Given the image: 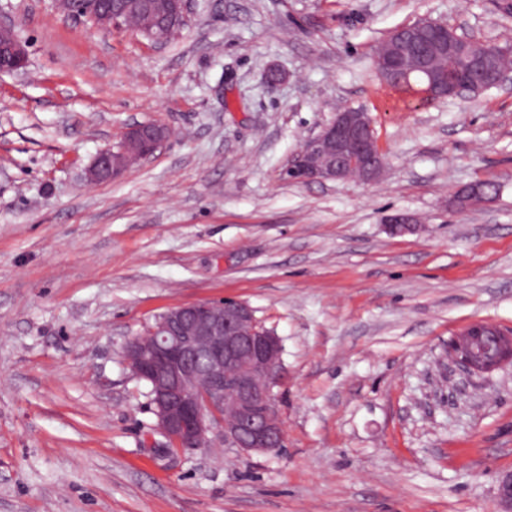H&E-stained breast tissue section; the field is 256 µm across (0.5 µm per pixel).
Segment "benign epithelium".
<instances>
[{"mask_svg":"<svg viewBox=\"0 0 512 512\" xmlns=\"http://www.w3.org/2000/svg\"><path fill=\"white\" fill-rule=\"evenodd\" d=\"M189 0H151L143 5L153 19L151 38L163 45L171 30L185 22ZM104 30L123 28L125 19L110 9L70 11ZM23 45L10 26L0 24V73L26 67ZM468 84L453 80L431 89L435 100L460 96ZM170 136L160 124L143 123L127 129L118 150L98 152L87 171L92 183L117 177L125 168L150 157ZM385 165L373 120L365 109L349 107L314 137L288 166L298 182L374 181ZM492 196L471 185L454 196L460 209L484 204ZM281 338L262 325L252 308L238 301L231 306L198 302L161 314L142 336L130 339L123 358L132 375L146 383L156 427L167 445L179 449L206 448L211 436L224 447L245 454H269L283 446L285 425L273 388L278 380ZM452 363L464 376L512 365V333L475 321L455 336ZM499 512H512V473L498 486Z\"/></svg>","mask_w":512,"mask_h":512,"instance_id":"benign-epithelium-1","label":"benign epithelium"}]
</instances>
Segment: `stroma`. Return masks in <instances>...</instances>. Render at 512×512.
<instances>
[{
  "label": "stroma",
  "mask_w": 512,
  "mask_h": 512,
  "mask_svg": "<svg viewBox=\"0 0 512 512\" xmlns=\"http://www.w3.org/2000/svg\"><path fill=\"white\" fill-rule=\"evenodd\" d=\"M421 18L512 42V0H191L163 46L0 0L27 53L0 74V512H495L512 366L463 380L448 346L512 329V87L406 109L374 48ZM349 105L380 178L287 179ZM147 122L171 137L89 184ZM483 180L491 202L452 205ZM226 298L282 339L280 453L169 450L123 362L167 309Z\"/></svg>",
  "instance_id": "obj_1"
}]
</instances>
